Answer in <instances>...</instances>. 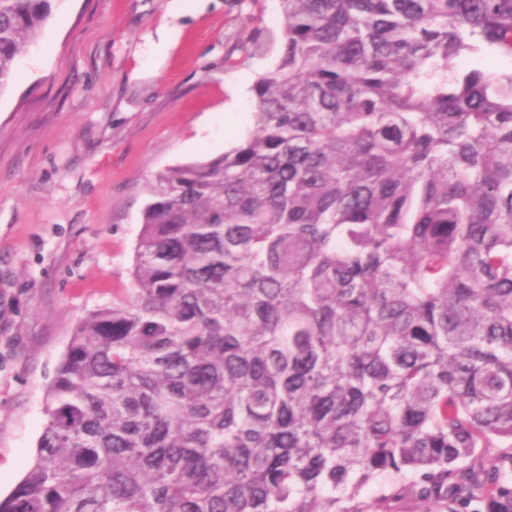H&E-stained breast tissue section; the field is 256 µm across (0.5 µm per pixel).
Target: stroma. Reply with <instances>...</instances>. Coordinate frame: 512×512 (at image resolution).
Returning <instances> with one entry per match:
<instances>
[{"instance_id": "35a3bbf8", "label": "stroma", "mask_w": 512, "mask_h": 512, "mask_svg": "<svg viewBox=\"0 0 512 512\" xmlns=\"http://www.w3.org/2000/svg\"><path fill=\"white\" fill-rule=\"evenodd\" d=\"M279 0H53L0 92V498L31 467L78 323L132 285L148 181L254 129ZM355 512H423L382 476Z\"/></svg>"}]
</instances>
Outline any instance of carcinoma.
Returning <instances> with one entry per match:
<instances>
[{
  "label": "carcinoma",
  "instance_id": "1",
  "mask_svg": "<svg viewBox=\"0 0 512 512\" xmlns=\"http://www.w3.org/2000/svg\"><path fill=\"white\" fill-rule=\"evenodd\" d=\"M52 0H0V92ZM255 131L158 172L0 512H512V0H280ZM465 65L468 67H478L482 69H496L500 71L512 72V60L506 57L481 52L471 56ZM380 486L384 487L385 494H390L388 497H380ZM351 506L358 512H423L429 504L404 495L395 479L382 476L366 485Z\"/></svg>",
  "mask_w": 512,
  "mask_h": 512
}]
</instances>
